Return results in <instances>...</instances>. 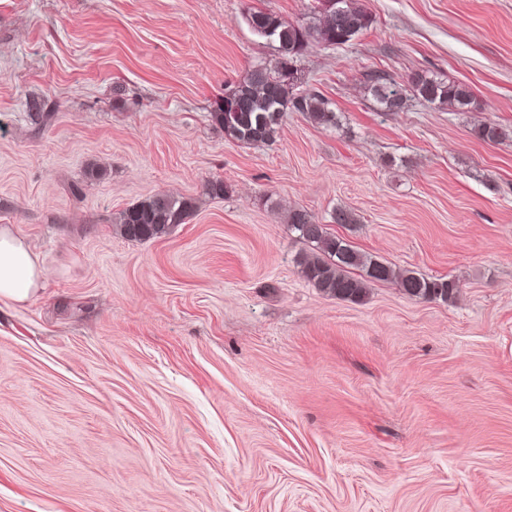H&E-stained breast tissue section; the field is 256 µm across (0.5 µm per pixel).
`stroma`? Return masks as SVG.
I'll return each instance as SVG.
<instances>
[{"label":"stroma","mask_w":512,"mask_h":512,"mask_svg":"<svg viewBox=\"0 0 512 512\" xmlns=\"http://www.w3.org/2000/svg\"><path fill=\"white\" fill-rule=\"evenodd\" d=\"M359 2L297 63L338 126L247 145L210 117L275 63L244 13L316 0H0V227L45 271L0 302V512H512V0ZM375 73L474 104L386 112ZM158 193L184 223L121 237ZM293 209L455 297L322 294ZM409 84L413 92L428 103L446 105L456 110H467L473 101L469 86L456 81H438L422 75H414ZM192 209L191 202L156 194L122 210L115 218L121 235L130 241H149L169 234Z\"/></svg>","instance_id":"obj_1"}]
</instances>
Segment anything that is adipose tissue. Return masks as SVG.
<instances>
[{
    "label": "adipose tissue",
    "mask_w": 512,
    "mask_h": 512,
    "mask_svg": "<svg viewBox=\"0 0 512 512\" xmlns=\"http://www.w3.org/2000/svg\"><path fill=\"white\" fill-rule=\"evenodd\" d=\"M43 270L9 228H0V301L23 302L34 296Z\"/></svg>",
    "instance_id": "ef3b65f1"
}]
</instances>
